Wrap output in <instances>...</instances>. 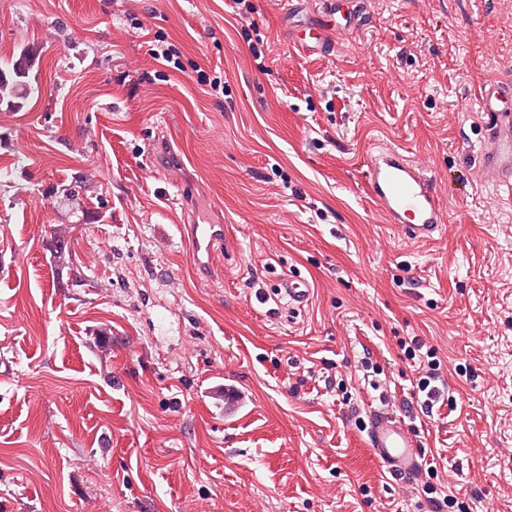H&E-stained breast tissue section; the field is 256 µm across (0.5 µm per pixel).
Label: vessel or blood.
<instances>
[{"mask_svg": "<svg viewBox=\"0 0 512 512\" xmlns=\"http://www.w3.org/2000/svg\"><path fill=\"white\" fill-rule=\"evenodd\" d=\"M296 2L319 16L315 27L305 32L297 45L306 54L332 55L337 51L339 29L359 31L366 25L362 13L347 0ZM476 99L478 114L488 131V146L477 178L484 185L497 186L512 180V78L484 80ZM365 178L373 203L402 236L420 244L436 241L449 215L418 160L396 147L377 146L369 156ZM223 241V225H191L189 254L202 275H209L208 261ZM278 292L292 308L301 310L307 306L311 290L306 280L287 277ZM366 445L382 472L408 480L421 466L417 441L385 410L369 411Z\"/></svg>", "mask_w": 512, "mask_h": 512, "instance_id": "vessel-or-blood-1", "label": "vessel or blood"}]
</instances>
